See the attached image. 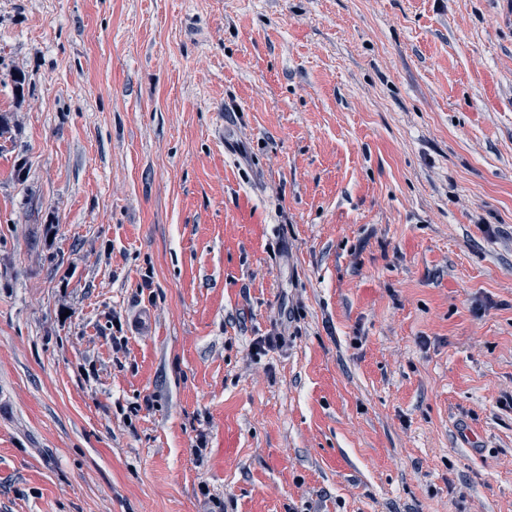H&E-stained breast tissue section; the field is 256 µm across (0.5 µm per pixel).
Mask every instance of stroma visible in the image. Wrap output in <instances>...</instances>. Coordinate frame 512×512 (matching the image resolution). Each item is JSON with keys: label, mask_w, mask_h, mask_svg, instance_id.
<instances>
[{"label": "stroma", "mask_w": 512, "mask_h": 512, "mask_svg": "<svg viewBox=\"0 0 512 512\" xmlns=\"http://www.w3.org/2000/svg\"><path fill=\"white\" fill-rule=\"evenodd\" d=\"M0 512H512V0H0Z\"/></svg>", "instance_id": "stroma-1"}]
</instances>
